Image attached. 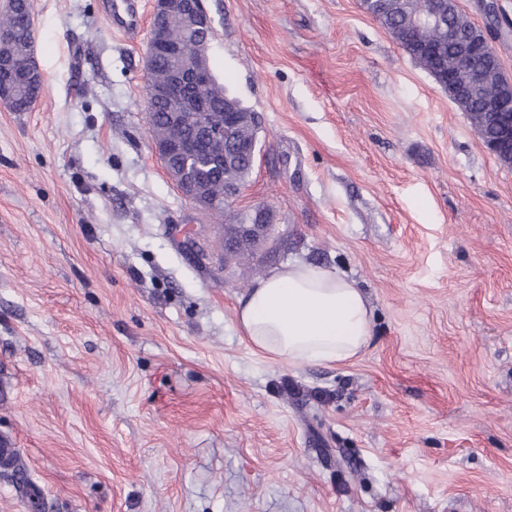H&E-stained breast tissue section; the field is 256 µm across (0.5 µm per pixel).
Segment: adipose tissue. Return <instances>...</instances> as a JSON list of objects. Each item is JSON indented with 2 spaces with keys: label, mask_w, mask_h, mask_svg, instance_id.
Returning a JSON list of instances; mask_svg holds the SVG:
<instances>
[{
  "label": "adipose tissue",
  "mask_w": 512,
  "mask_h": 512,
  "mask_svg": "<svg viewBox=\"0 0 512 512\" xmlns=\"http://www.w3.org/2000/svg\"><path fill=\"white\" fill-rule=\"evenodd\" d=\"M236 322L253 351L274 361L331 365L368 345L370 310L355 283L316 264H286L238 300Z\"/></svg>",
  "instance_id": "ef3b65f1"
}]
</instances>
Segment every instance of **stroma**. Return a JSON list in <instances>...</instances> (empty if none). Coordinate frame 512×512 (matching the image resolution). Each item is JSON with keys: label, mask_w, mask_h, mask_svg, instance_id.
I'll use <instances>...</instances> for the list:
<instances>
[{"label": "stroma", "mask_w": 512, "mask_h": 512, "mask_svg": "<svg viewBox=\"0 0 512 512\" xmlns=\"http://www.w3.org/2000/svg\"><path fill=\"white\" fill-rule=\"evenodd\" d=\"M42 91L0 103V443L48 512H512V165L361 0H204L210 68L260 113L230 213L146 118L149 26L29 0ZM262 204L278 252L224 250ZM353 280L369 344L255 354L271 269Z\"/></svg>", "instance_id": "1"}]
</instances>
